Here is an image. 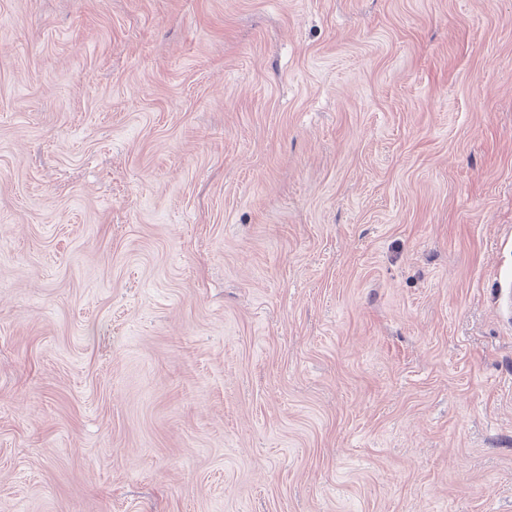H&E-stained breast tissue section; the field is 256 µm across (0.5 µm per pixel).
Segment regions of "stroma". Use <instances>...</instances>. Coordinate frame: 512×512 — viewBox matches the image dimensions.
Wrapping results in <instances>:
<instances>
[{"label": "stroma", "mask_w": 512, "mask_h": 512, "mask_svg": "<svg viewBox=\"0 0 512 512\" xmlns=\"http://www.w3.org/2000/svg\"><path fill=\"white\" fill-rule=\"evenodd\" d=\"M0 512H512V0H0Z\"/></svg>", "instance_id": "35a3bbf8"}]
</instances>
